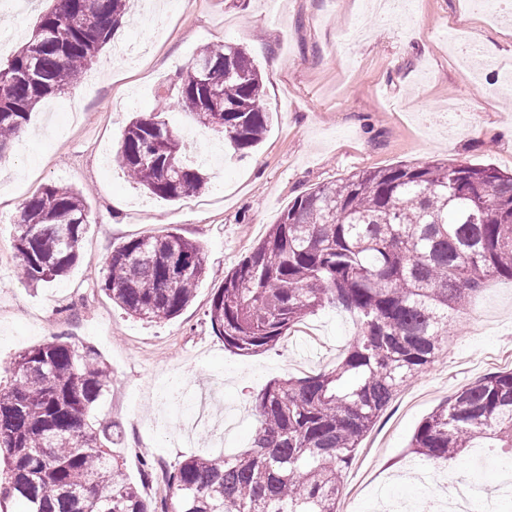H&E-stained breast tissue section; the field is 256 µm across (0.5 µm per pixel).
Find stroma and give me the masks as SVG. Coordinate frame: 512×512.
Here are the masks:
<instances>
[{"label":"stroma","mask_w":512,"mask_h":512,"mask_svg":"<svg viewBox=\"0 0 512 512\" xmlns=\"http://www.w3.org/2000/svg\"><path fill=\"white\" fill-rule=\"evenodd\" d=\"M154 25L139 17L115 29L86 77L33 110L29 138L0 159V244L14 249V218L51 183L87 194L82 258L65 277L22 283L0 262V369L51 336L93 347L112 382L93 407L95 427L113 432L112 452L131 483L142 454L171 466L249 447L259 426L255 398L275 380L328 370L353 340L348 314L327 306L255 356L225 348L207 317L224 276L307 188L357 171L432 160L490 164L512 172V16L472 11L471 0H407L404 18H370L366 0H160ZM243 47L258 64L263 104L273 115L263 142L245 157L225 152L210 188L176 202L136 187L114 155L133 115L152 112L159 86H177L208 44ZM180 234L199 244L206 273L175 319L147 324L113 305L96 279L113 249L144 235ZM512 368V279L491 277L457 316L436 361L376 419L347 469L342 500L381 512L380 491L405 502L440 496V470L492 487L496 466L472 468L412 454L420 423L467 384ZM221 379L236 426L216 442L212 427L189 438L179 418L194 407L184 382Z\"/></svg>","instance_id":"obj_1"}]
</instances>
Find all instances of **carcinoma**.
I'll use <instances>...</instances> for the list:
<instances>
[{"label": "carcinoma", "instance_id": "1", "mask_svg": "<svg viewBox=\"0 0 512 512\" xmlns=\"http://www.w3.org/2000/svg\"><path fill=\"white\" fill-rule=\"evenodd\" d=\"M30 38L0 65V157L44 99L66 93L110 41L128 0H52ZM224 107L186 76L178 103L245 155L271 118L260 70L234 44L196 56ZM129 181L180 200L205 191L179 138L152 113L132 118L116 152ZM19 278L31 285L80 261L84 191L47 185L15 216ZM205 273L200 246L179 235L133 237L112 251L102 291L147 323L178 317ZM512 279V173L470 162L366 169L296 196L228 274L208 317L242 356L274 348L317 310L351 314L357 335L328 371L275 380L255 399L251 446L224 458L191 457L163 471L169 499L146 500L87 422L111 373L100 355L62 337L19 353L0 387V503L21 512H336L343 474L379 415L443 350L455 316L488 277ZM512 456V370L462 388L430 413L413 452L447 461L467 448Z\"/></svg>", "mask_w": 512, "mask_h": 512}]
</instances>
